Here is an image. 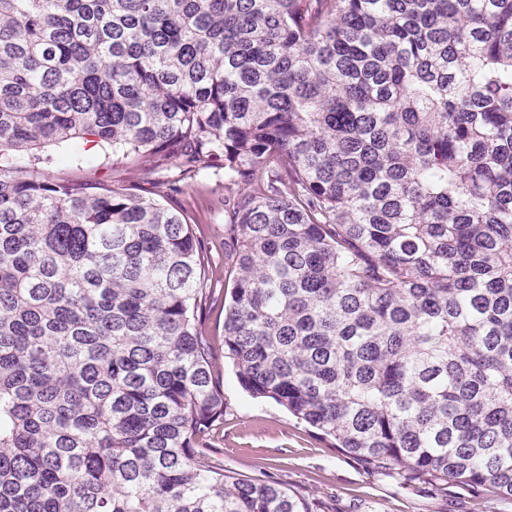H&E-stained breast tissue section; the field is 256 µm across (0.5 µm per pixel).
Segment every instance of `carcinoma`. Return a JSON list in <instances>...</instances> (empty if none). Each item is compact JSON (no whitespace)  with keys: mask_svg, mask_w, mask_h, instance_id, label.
Segmentation results:
<instances>
[{"mask_svg":"<svg viewBox=\"0 0 512 512\" xmlns=\"http://www.w3.org/2000/svg\"><path fill=\"white\" fill-rule=\"evenodd\" d=\"M85 140L137 192L49 175ZM0 512H324L214 455L224 356L370 471L512 501V0H0ZM183 184V183H180ZM180 192L170 193L158 188L163 197L155 196L165 206L181 211L193 233L207 248L213 274L212 288H217L216 301L210 310L203 331L220 352L224 339V177L202 171L193 180L184 182Z\"/></svg>","mask_w":512,"mask_h":512,"instance_id":"cac0c4a2","label":"carcinoma"}]
</instances>
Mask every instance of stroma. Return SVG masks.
<instances>
[{
  "label": "stroma",
  "mask_w": 512,
  "mask_h": 512,
  "mask_svg": "<svg viewBox=\"0 0 512 512\" xmlns=\"http://www.w3.org/2000/svg\"><path fill=\"white\" fill-rule=\"evenodd\" d=\"M47 153L55 174L140 183L136 171L100 157L96 148L81 141L49 147ZM223 199V178L206 171L185 182L182 191L162 198L165 206L184 214L193 233L205 242L217 289L224 286ZM215 369L224 392V425L215 444L228 471L277 481L322 501L326 512H512V505L483 488L406 487L397 478L372 473L280 406L251 397L239 385L229 359L220 358Z\"/></svg>",
  "instance_id": "1"
}]
</instances>
